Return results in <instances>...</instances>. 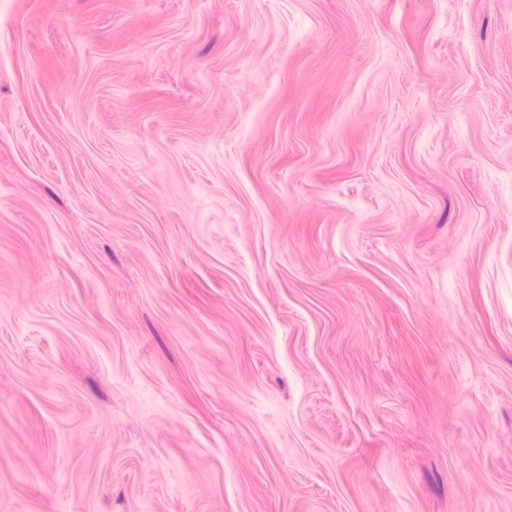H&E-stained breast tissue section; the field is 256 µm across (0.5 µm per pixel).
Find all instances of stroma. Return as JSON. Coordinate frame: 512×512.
Returning a JSON list of instances; mask_svg holds the SVG:
<instances>
[{"mask_svg":"<svg viewBox=\"0 0 512 512\" xmlns=\"http://www.w3.org/2000/svg\"><path fill=\"white\" fill-rule=\"evenodd\" d=\"M0 512H512V0H0Z\"/></svg>","mask_w":512,"mask_h":512,"instance_id":"stroma-1","label":"stroma"}]
</instances>
